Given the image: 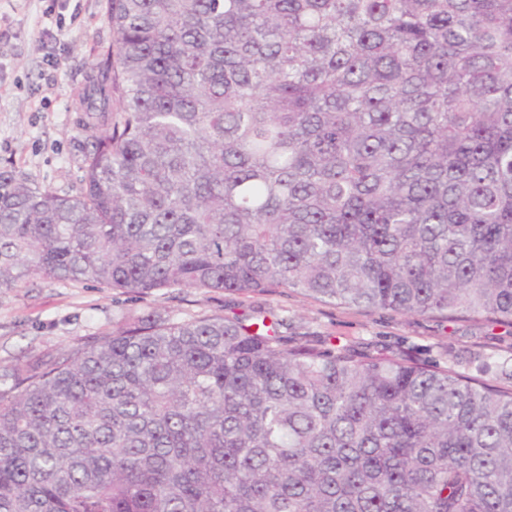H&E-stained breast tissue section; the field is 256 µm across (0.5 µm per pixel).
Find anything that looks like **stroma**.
I'll use <instances>...</instances> for the list:
<instances>
[{
	"mask_svg": "<svg viewBox=\"0 0 512 512\" xmlns=\"http://www.w3.org/2000/svg\"><path fill=\"white\" fill-rule=\"evenodd\" d=\"M113 46L106 0H0V170L61 195L82 189L81 92L90 63ZM148 308L229 316L271 311L287 317V333L299 342L326 339L375 354L401 352L512 389L497 368L478 369L482 359L512 358V327L334 306L293 290L171 289L141 298L37 279L0 297V366L75 349L110 331L123 313Z\"/></svg>",
	"mask_w": 512,
	"mask_h": 512,
	"instance_id": "stroma-1",
	"label": "stroma"
}]
</instances>
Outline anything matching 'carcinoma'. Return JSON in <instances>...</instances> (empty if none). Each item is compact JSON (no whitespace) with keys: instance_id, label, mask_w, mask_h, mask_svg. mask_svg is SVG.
<instances>
[{"instance_id":"carcinoma-1","label":"carcinoma","mask_w":512,"mask_h":512,"mask_svg":"<svg viewBox=\"0 0 512 512\" xmlns=\"http://www.w3.org/2000/svg\"><path fill=\"white\" fill-rule=\"evenodd\" d=\"M75 196L0 171V295L297 290L512 325V0H107ZM127 315L0 371V512H512V392Z\"/></svg>"}]
</instances>
